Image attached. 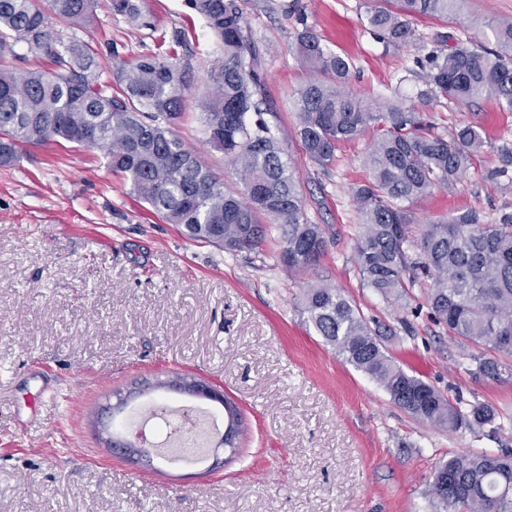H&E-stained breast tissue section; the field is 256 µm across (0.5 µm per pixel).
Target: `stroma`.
<instances>
[{
	"instance_id": "obj_1",
	"label": "stroma",
	"mask_w": 512,
	"mask_h": 512,
	"mask_svg": "<svg viewBox=\"0 0 512 512\" xmlns=\"http://www.w3.org/2000/svg\"><path fill=\"white\" fill-rule=\"evenodd\" d=\"M240 0L263 53L262 97L295 167L306 212L328 242L319 266L288 273L278 236L259 252L232 256L185 238L109 170L101 151L59 141L22 145L0 166V512H432L425 496L435 464L468 451L512 449L511 435L450 434L394 405L344 363L301 312L308 285L342 288L365 317L392 332L388 350L404 370L448 397L512 409V380L459 368L462 344L435 325L425 285L404 308L362 286L354 263L361 233L350 189L369 179L370 136L344 143L328 169L312 164L296 135L293 99L310 78L294 57L301 25L354 64L353 92L400 91L439 129L481 127L489 147L453 186L411 205L427 224L468 208L494 219L512 210V187L486 179L496 149L512 143V112L496 98L427 104L424 84L405 76L419 50L385 48L364 26L366 0ZM133 28L98 0L90 23L60 26L63 40L116 46L121 57L177 50L193 86L175 133L216 174L224 155L207 143L201 102L220 45L185 0H142ZM512 0H465L451 21L417 16L426 46L441 38L485 41L488 23L511 22ZM180 372L221 386L243 417L223 468L137 463L112 453L96 420L117 394Z\"/></svg>"
}]
</instances>
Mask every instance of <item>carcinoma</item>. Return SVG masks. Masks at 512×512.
<instances>
[{"instance_id": "1", "label": "carcinoma", "mask_w": 512, "mask_h": 512, "mask_svg": "<svg viewBox=\"0 0 512 512\" xmlns=\"http://www.w3.org/2000/svg\"><path fill=\"white\" fill-rule=\"evenodd\" d=\"M463 0H379L366 7L369 33L387 47L418 37L411 18L448 19ZM96 0H0V165L16 161L21 144L63 140L103 152L132 193L191 240L233 255L262 249L280 230L279 261L289 272L316 268L327 241L305 212V198L273 128L255 98L261 88V52L238 0H188L219 37L223 58L209 71L201 103L208 143L224 153V167L240 187L202 163L171 130L192 87L190 70L174 54L133 60L110 49L113 82L101 80L96 50L71 40L54 47L56 25L80 26ZM132 27L146 25L140 0H109ZM494 47L454 40L448 50L417 57L426 102L469 103L485 95L512 112V22L490 26ZM23 45L25 53L16 51ZM294 53L310 71L293 107L306 158L327 169L336 148L374 130L366 156L367 183L352 190L362 233L354 262L363 287L403 307L423 273L436 325L467 342L461 365L475 377L512 378V212L495 221L466 209L422 226L410 205L451 185L486 146L480 128L438 131L400 97L365 99L347 88L352 64L326 50L310 26L294 35ZM54 56L56 67L18 65L27 56ZM495 182L512 181V144L498 148ZM305 322L341 359L380 385L392 403L419 422L451 433L512 431V413L479 400L451 401L397 366L381 326L365 318L331 284L312 285L302 303ZM426 496L434 512H512V450L471 452L435 465Z\"/></svg>"}]
</instances>
